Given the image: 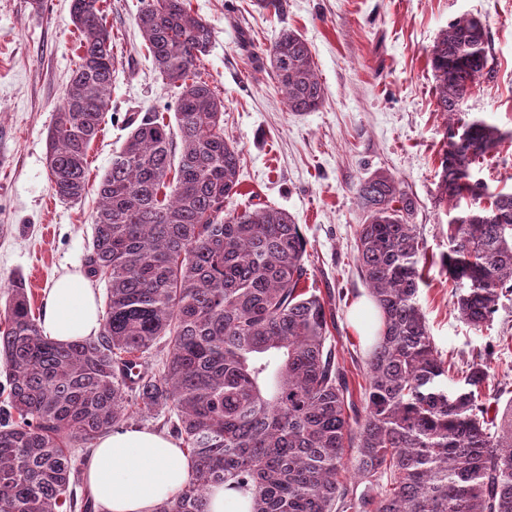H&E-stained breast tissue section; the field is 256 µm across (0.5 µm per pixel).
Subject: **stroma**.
<instances>
[{"label": "stroma", "instance_id": "35a3bbf8", "mask_svg": "<svg viewBox=\"0 0 512 512\" xmlns=\"http://www.w3.org/2000/svg\"><path fill=\"white\" fill-rule=\"evenodd\" d=\"M213 29L200 73L224 100V132L241 152L234 208L277 206L292 214L307 246L308 283L332 295L339 362L354 400L366 384L364 344L352 322L368 290L357 268L355 232L365 215L353 188L377 171L391 173L416 202L413 222L429 261L417 301L444 357H482L490 367L486 398L512 400V293L476 331L453 306L440 266L448 250V211L437 202L445 118L435 110L430 50L449 23L478 17L497 63L495 82L478 83L464 105L512 134V0H288L277 18L256 0H186ZM120 65L102 130L88 151L90 192L59 199L50 187L46 138L78 60L71 0H0V297L22 282L40 311L52 279L89 277L94 191L128 134L136 112L163 110L176 91L153 69L135 24L140 0H104ZM309 43L325 89L314 112L288 111L282 92L254 55L282 29Z\"/></svg>", "mask_w": 512, "mask_h": 512}]
</instances>
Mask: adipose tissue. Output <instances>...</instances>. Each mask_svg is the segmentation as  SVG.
<instances>
[{
	"label": "adipose tissue",
	"mask_w": 512,
	"mask_h": 512,
	"mask_svg": "<svg viewBox=\"0 0 512 512\" xmlns=\"http://www.w3.org/2000/svg\"><path fill=\"white\" fill-rule=\"evenodd\" d=\"M39 327L55 343L98 336L97 299L80 274L63 273L47 293ZM193 459L171 437L118 428L100 436L86 460L84 479L99 512H155L189 480Z\"/></svg>",
	"instance_id": "obj_1"
}]
</instances>
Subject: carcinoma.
Returning <instances> with one entry per match:
<instances>
[{
    "label": "carcinoma",
    "mask_w": 512,
    "mask_h": 512,
    "mask_svg": "<svg viewBox=\"0 0 512 512\" xmlns=\"http://www.w3.org/2000/svg\"><path fill=\"white\" fill-rule=\"evenodd\" d=\"M79 63L47 135L55 195L89 192L87 156L109 109L117 59L102 0H72ZM136 25L155 71L176 89L128 118L129 133L95 188L88 274L107 278L96 338H44L27 291L0 307V512H95L78 499L86 451L134 414H176L195 460L183 490L156 512H208L230 483L251 512H512V400L482 397L487 362L455 380L417 303L423 244L414 199L390 174L360 180L366 214L357 263L379 327L366 361L363 410L350 401L316 288L303 286L306 241L290 213L229 209L240 152L224 135V99L195 70L213 31L185 0H143ZM476 17L453 20L431 50L446 119L437 198L448 208L442 267L459 317L480 331L512 292V191H489L475 167L512 134L463 104L497 69ZM291 112H314L324 87L307 41L285 29L263 52ZM159 373L142 364L157 345ZM139 367L138 381L127 369ZM376 486L357 491L347 481Z\"/></svg>",
    "instance_id": "obj_1"
}]
</instances>
